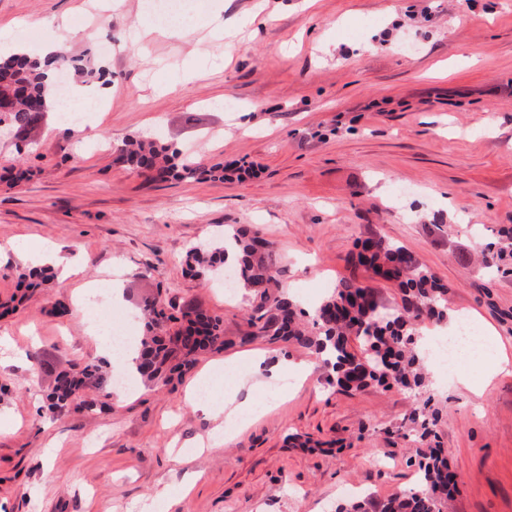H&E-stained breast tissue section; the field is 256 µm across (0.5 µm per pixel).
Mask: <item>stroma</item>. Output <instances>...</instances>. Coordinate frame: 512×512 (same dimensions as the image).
<instances>
[{
    "label": "stroma",
    "mask_w": 512,
    "mask_h": 512,
    "mask_svg": "<svg viewBox=\"0 0 512 512\" xmlns=\"http://www.w3.org/2000/svg\"><path fill=\"white\" fill-rule=\"evenodd\" d=\"M217 9L220 36L209 24ZM62 17L70 52L96 50L106 68L93 90L109 105L89 114L98 139L63 136L55 110L30 134L0 136V170L19 161L34 171L14 188L0 182V300L24 240L50 239L80 269L0 317L13 348L0 354V512H141L163 489L164 512H336L413 488L416 448L400 434L410 391L332 388L315 354L250 336L244 297L188 275L182 258L227 225L253 226L274 247L280 288L310 310L351 275L356 240L381 235L447 283L449 321L491 326L512 361V276L490 281L471 263L474 240L512 224V0H209L189 40L154 33L140 44L130 25L154 24L148 0H0V23L31 47ZM130 137L250 172L149 184L118 160ZM117 269L115 319L160 295L220 317L227 344L198 353L183 380L133 383L122 403L113 368L95 394L104 410L45 414L56 372L97 357L80 314L56 316L52 304ZM258 354L312 370L282 401L253 386ZM220 361L224 386L265 404L230 433L185 400ZM430 386L448 399L449 512H512V374L477 391L434 371ZM296 433L323 445L291 447Z\"/></svg>",
    "instance_id": "stroma-1"
}]
</instances>
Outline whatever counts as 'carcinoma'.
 <instances>
[{
	"mask_svg": "<svg viewBox=\"0 0 512 512\" xmlns=\"http://www.w3.org/2000/svg\"><path fill=\"white\" fill-rule=\"evenodd\" d=\"M64 74L92 85L103 80L105 71L91 55L75 56L68 51L44 63L21 53L0 57V93H14L10 126L24 131L49 111ZM177 156L178 152L161 142L139 138L126 141L119 154L131 172L149 183L224 178L220 166L206 168L192 161L178 164ZM355 248L350 259L354 268L393 282L401 306L385 307L366 278L354 273L339 279L332 292L306 313L279 289L272 244L245 225L233 226L221 241L189 249L183 263L192 275L204 279L216 267L231 264L235 287L249 303L252 335L316 354L329 369L330 386L341 391L397 386L415 392L404 438L429 448L419 454V487L384 501L356 502L348 512H444L457 481L442 449L434 445L442 400L426 389V356L418 338L421 323L448 320V285L404 246L383 236L359 239ZM475 251L483 269L512 275V225H502L497 242L477 243ZM50 275L48 266L25 269L17 274L16 288H38ZM140 308L150 336L141 342L138 368L140 376L150 382L166 385L190 371V356L226 345L222 320L197 306L179 307L154 298L144 300ZM106 382L99 365H72L57 375L45 396L43 411L55 414L71 405L96 409L95 402L80 399V394L100 389Z\"/></svg>",
	"mask_w": 512,
	"mask_h": 512,
	"instance_id": "obj_1",
	"label": "carcinoma"
}]
</instances>
